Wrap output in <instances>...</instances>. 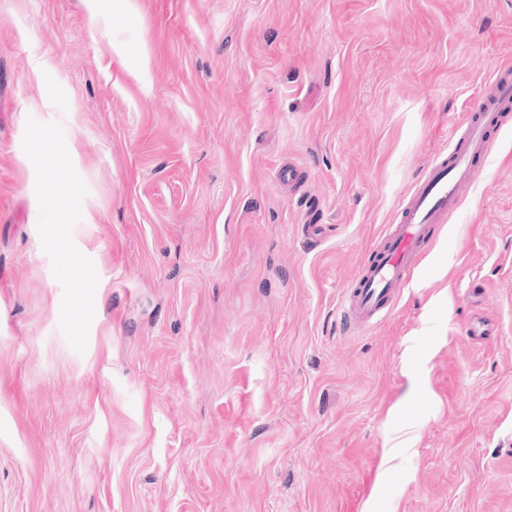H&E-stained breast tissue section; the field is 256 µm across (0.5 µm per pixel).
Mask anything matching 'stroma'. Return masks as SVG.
I'll return each instance as SVG.
<instances>
[{"label":"stroma","mask_w":512,"mask_h":512,"mask_svg":"<svg viewBox=\"0 0 512 512\" xmlns=\"http://www.w3.org/2000/svg\"><path fill=\"white\" fill-rule=\"evenodd\" d=\"M89 7L0 0V512H512V115L394 312L338 308L512 0Z\"/></svg>","instance_id":"obj_1"}]
</instances>
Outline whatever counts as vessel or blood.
<instances>
[{
  "label": "vessel or blood",
  "instance_id": "1",
  "mask_svg": "<svg viewBox=\"0 0 512 512\" xmlns=\"http://www.w3.org/2000/svg\"><path fill=\"white\" fill-rule=\"evenodd\" d=\"M512 105V74L496 73L474 112L452 129L448 153L427 166L403 198L397 221L384 232L367 262L340 299L341 324L358 331L390 313L419 271L425 247L436 228L455 212L466 190L482 172L491 134L505 122Z\"/></svg>",
  "mask_w": 512,
  "mask_h": 512
}]
</instances>
